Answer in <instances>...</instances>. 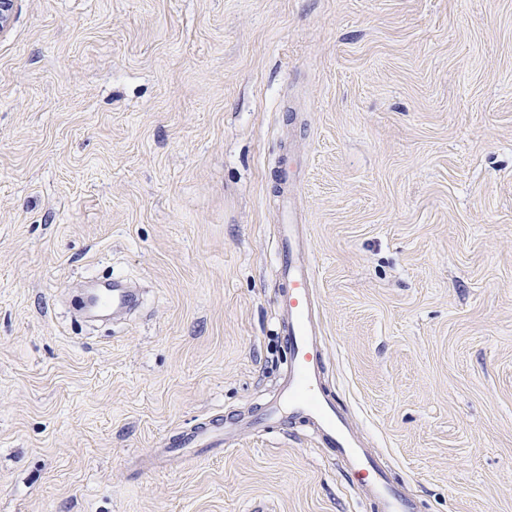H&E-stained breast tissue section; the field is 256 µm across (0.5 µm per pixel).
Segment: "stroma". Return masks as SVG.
I'll return each mask as SVG.
<instances>
[{
  "label": "stroma",
  "mask_w": 512,
  "mask_h": 512,
  "mask_svg": "<svg viewBox=\"0 0 512 512\" xmlns=\"http://www.w3.org/2000/svg\"><path fill=\"white\" fill-rule=\"evenodd\" d=\"M285 201L324 385L392 481L512 512V0H15L0 512H375L299 428L148 459L276 390ZM115 279L142 308L87 326Z\"/></svg>",
  "instance_id": "1"
}]
</instances>
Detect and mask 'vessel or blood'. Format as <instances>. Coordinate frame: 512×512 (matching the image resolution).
I'll return each instance as SVG.
<instances>
[{"label": "vessel or blood", "instance_id": "obj_1", "mask_svg": "<svg viewBox=\"0 0 512 512\" xmlns=\"http://www.w3.org/2000/svg\"><path fill=\"white\" fill-rule=\"evenodd\" d=\"M304 247V225L298 223L290 207H283L276 253L277 303L288 364L276 398L269 400L253 419L212 418L179 433L168 449H154L150 462L159 465L169 449L197 448L206 453L220 450L232 444L245 430L284 432L300 425L311 432L320 446L332 449L337 459L343 461L352 484L373 501L378 512H416L415 498L390 481L382 460L362 442L345 409L322 384L325 345L317 316L311 266L302 256ZM138 300L136 293L116 282L111 290L100 294L96 308L119 313L135 306Z\"/></svg>", "mask_w": 512, "mask_h": 512}]
</instances>
